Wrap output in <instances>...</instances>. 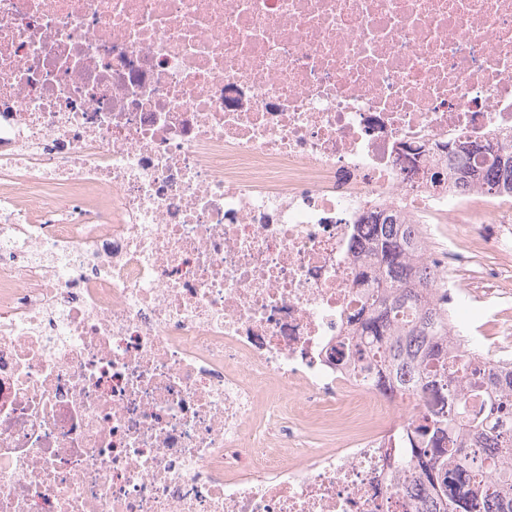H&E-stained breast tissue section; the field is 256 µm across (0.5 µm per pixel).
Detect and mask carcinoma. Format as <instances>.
<instances>
[{"label": "carcinoma", "instance_id": "carcinoma-1", "mask_svg": "<svg viewBox=\"0 0 512 512\" xmlns=\"http://www.w3.org/2000/svg\"><path fill=\"white\" fill-rule=\"evenodd\" d=\"M458 184L512 198V152L492 143H448ZM367 247L372 289L350 321L355 338L336 349V363L367 362L402 393L432 402L395 436L426 486L419 512H512V362L492 363L462 341H448V294L433 291V271L419 262L427 243L419 225L392 214L371 216Z\"/></svg>", "mask_w": 512, "mask_h": 512}]
</instances>
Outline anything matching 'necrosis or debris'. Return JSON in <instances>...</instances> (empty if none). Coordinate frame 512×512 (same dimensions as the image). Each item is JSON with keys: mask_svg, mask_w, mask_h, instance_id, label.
<instances>
[{"mask_svg": "<svg viewBox=\"0 0 512 512\" xmlns=\"http://www.w3.org/2000/svg\"><path fill=\"white\" fill-rule=\"evenodd\" d=\"M458 138L512 146V0H0V512H415L336 347L380 211L496 224L423 262L512 305Z\"/></svg>", "mask_w": 512, "mask_h": 512, "instance_id": "necrosis-or-debris-1", "label": "necrosis or debris"}]
</instances>
